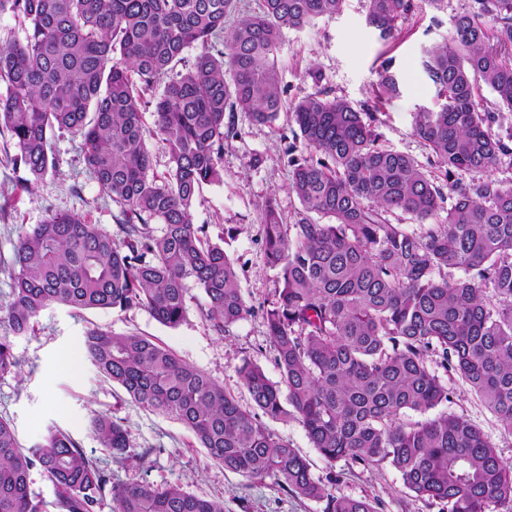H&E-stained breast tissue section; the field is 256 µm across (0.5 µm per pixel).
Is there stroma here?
I'll list each match as a JSON object with an SVG mask.
<instances>
[{"instance_id": "stroma-1", "label": "stroma", "mask_w": 512, "mask_h": 512, "mask_svg": "<svg viewBox=\"0 0 512 512\" xmlns=\"http://www.w3.org/2000/svg\"><path fill=\"white\" fill-rule=\"evenodd\" d=\"M468 6L469 0H445L440 11L421 5L401 23L398 38L389 44L379 41L367 24L365 0H345L341 13L285 31L278 53L284 103L322 85L353 107L372 104L380 63L393 59L400 94L377 105L379 143L427 164L430 152L413 134L414 117L420 108L437 107L439 100L422 61L427 49L448 39L455 17ZM233 120L238 135L224 142L223 178L203 186L192 222L205 226L211 242L232 258L244 298L257 308L281 286L278 269L269 266L264 255L263 203L275 198L288 221L301 203L289 188V167L281 151L287 114H280L271 125L254 123L241 111L235 112ZM50 152L55 168L27 185L25 173L12 163L15 149L10 136L0 129V307L9 300L13 244L20 231L41 223L48 210L73 212L107 232L116 230L118 210L103 198L85 165L82 137L68 131L55 133ZM206 310V297L193 284L188 287L184 318L174 327L143 309L77 312L60 304L47 306L33 331L12 337L19 366L16 372L0 376V418L11 421L27 449L40 443L50 428L68 432L88 458L111 470L116 482L178 484L190 493L223 501L224 512H324V503L285 492L272 478L250 481L225 470L182 424L143 409L99 374L85 354V333L95 326L145 336L224 386L244 409H252L239 374L243 361L259 365L272 380L280 378L262 315L256 311L220 335L207 320ZM64 356L73 360L72 371L58 370ZM447 384L452 401L445 404V411L479 426L503 461L512 465V434L461 379L451 377ZM97 413L121 420L131 447L145 451V458L123 465L113 462L111 452L89 430ZM266 425L308 460L314 477L335 479L336 494L377 501L378 512H443L441 504L406 489L389 464L364 467L343 460L327 462L312 447L298 419H270Z\"/></svg>"}]
</instances>
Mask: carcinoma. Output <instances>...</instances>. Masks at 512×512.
I'll use <instances>...</instances> for the list:
<instances>
[{"label": "carcinoma", "instance_id": "1", "mask_svg": "<svg viewBox=\"0 0 512 512\" xmlns=\"http://www.w3.org/2000/svg\"><path fill=\"white\" fill-rule=\"evenodd\" d=\"M0 0L28 23L0 43V126L27 181L54 164L50 136L81 135L103 197L119 210L111 234L82 216L48 211L14 248L3 320L28 332L52 303L73 309H145L176 326L187 281L202 289L206 316L222 335L255 312L233 261L194 226L203 185L222 178L225 114L258 124L282 107L278 52L284 31L340 13L345 0ZM368 25L388 43L414 0H366ZM197 54L177 70L186 49ZM443 102L416 112L413 135L430 151L431 173L378 144L376 112L314 90L292 103L282 133L291 189L302 209L283 223L264 203L268 263L282 287L260 306L280 380L245 363L240 373L256 412L201 370L153 341L92 328L85 351L99 373L144 409L181 423L224 469L272 477L285 491L326 502L325 512H377L367 499L336 496L309 463L259 416L296 418L330 463H388L403 485L448 512H512V467L463 416L411 423L451 401L441 369L465 382L512 433V185L491 169L512 157V0H470L448 41L422 62ZM393 59L381 64L375 102L399 95ZM494 101L479 97L480 85ZM161 85L162 92L148 97ZM152 108L155 130L143 110ZM167 174H150L151 133ZM460 171L479 177L464 185ZM399 212L418 229L393 223ZM327 217L323 224L319 218ZM162 225L156 235L150 223ZM19 365L0 336V376ZM90 431L112 458L132 457L121 421L97 414ZM40 470L60 512H224L179 485L115 483L66 432L55 428L25 450L0 419V512H46L29 489Z\"/></svg>", "mask_w": 512, "mask_h": 512}]
</instances>
